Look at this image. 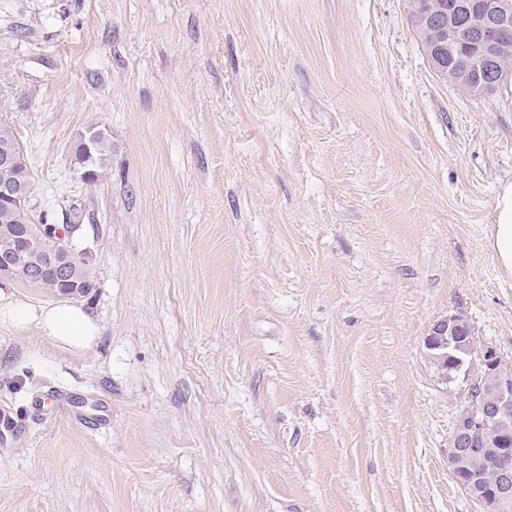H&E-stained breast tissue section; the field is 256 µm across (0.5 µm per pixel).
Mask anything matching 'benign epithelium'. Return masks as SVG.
I'll return each mask as SVG.
<instances>
[{
    "label": "benign epithelium",
    "mask_w": 512,
    "mask_h": 512,
    "mask_svg": "<svg viewBox=\"0 0 512 512\" xmlns=\"http://www.w3.org/2000/svg\"><path fill=\"white\" fill-rule=\"evenodd\" d=\"M407 12L414 28L451 33L448 57L452 65L469 74H491L501 41L512 32V0H486L479 6H467L460 0H422L418 4L411 0ZM505 83H512V73L501 70L489 84H460L458 88L471 97L482 98ZM31 193L29 182L0 185V199L18 205L27 202ZM472 334L461 315L450 314L434 321L424 339L426 349L439 351L438 357L451 366L460 384V396L473 406L469 418L454 421L448 438V471L481 512H512V441L499 438L492 446L486 440L496 425L512 419V362L504 360L491 346L478 350L498 376L496 405L491 408L480 405L465 369L467 357L472 353L465 337ZM480 457L493 461L496 475L491 483L476 462Z\"/></svg>",
    "instance_id": "7a95c632"
}]
</instances>
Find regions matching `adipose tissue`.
Listing matches in <instances>:
<instances>
[{
    "label": "adipose tissue",
    "mask_w": 512,
    "mask_h": 512,
    "mask_svg": "<svg viewBox=\"0 0 512 512\" xmlns=\"http://www.w3.org/2000/svg\"><path fill=\"white\" fill-rule=\"evenodd\" d=\"M487 245L503 276L512 277V184L502 186ZM0 325L35 328L73 352L92 348L99 326L88 310L70 302L33 304L23 297L0 298Z\"/></svg>",
    "instance_id": "adipose-tissue-1"
}]
</instances>
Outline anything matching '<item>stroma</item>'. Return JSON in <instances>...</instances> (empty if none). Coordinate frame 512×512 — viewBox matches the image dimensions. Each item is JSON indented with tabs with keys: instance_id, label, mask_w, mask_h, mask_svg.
I'll list each match as a JSON object with an SVG mask.
<instances>
[{
	"instance_id": "1",
	"label": "stroma",
	"mask_w": 512,
	"mask_h": 512,
	"mask_svg": "<svg viewBox=\"0 0 512 512\" xmlns=\"http://www.w3.org/2000/svg\"><path fill=\"white\" fill-rule=\"evenodd\" d=\"M0 120L100 326H0V512H479L424 337L512 360V95L439 78L404 0H0ZM101 132L96 128H90L87 133L88 137L91 139L95 134ZM88 150L91 153V160L89 162L86 161L87 147L86 144L78 142L75 148V164L77 168H82V164L87 167L90 171V178L86 183L94 184L104 173L105 168L107 167V162L112 156V140L108 134L101 132L97 135L95 140L92 142H87ZM76 174L79 179L82 181H86L89 177V171H81L75 169ZM495 210L487 245L502 275L512 277V184L502 186Z\"/></svg>"
}]
</instances>
